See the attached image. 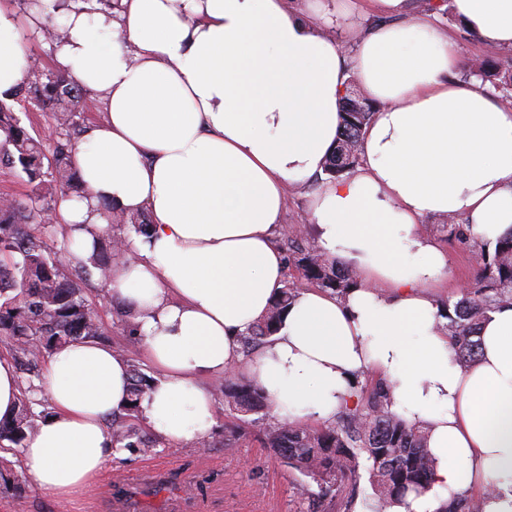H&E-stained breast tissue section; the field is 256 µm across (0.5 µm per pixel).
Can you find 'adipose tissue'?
Listing matches in <instances>:
<instances>
[{
    "label": "adipose tissue",
    "mask_w": 512,
    "mask_h": 512,
    "mask_svg": "<svg viewBox=\"0 0 512 512\" xmlns=\"http://www.w3.org/2000/svg\"><path fill=\"white\" fill-rule=\"evenodd\" d=\"M27 23L0 8V94L25 80L28 49L49 19L69 30L55 60L105 112L72 152L86 196L57 212L74 257L109 230L103 205L145 214L121 234L133 262L106 282L135 316L136 338L161 372L141 412L167 441L202 442L215 424L203 378L235 371L261 387L274 415L329 425L358 401L364 375L390 409L421 427L434 459L430 491L399 512H439L479 493L483 512H512V301L489 312L475 361L460 363L433 290L448 254L424 220L461 217L465 233L512 234V106L453 79L463 48L439 11L366 0L394 17L343 52L357 0H47ZM484 44L512 48V0H452ZM378 107L361 162L326 174L348 80ZM314 182L306 223L328 261L355 284L339 296L300 286L276 333L252 358L240 338L285 279L274 236L288 188ZM129 364L81 339L53 351L42 394L54 412L22 450L41 491L71 502L122 456L107 422L128 400Z\"/></svg>",
    "instance_id": "1"
}]
</instances>
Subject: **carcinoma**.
<instances>
[{"mask_svg":"<svg viewBox=\"0 0 512 512\" xmlns=\"http://www.w3.org/2000/svg\"><path fill=\"white\" fill-rule=\"evenodd\" d=\"M464 77L479 80L500 99L512 95V59H502L499 48L470 64ZM84 94L69 76L36 67L21 85L4 94L6 100L22 99L53 114L60 140L48 163L41 142L28 133L13 108L0 101V145L7 147L0 163L20 169L32 185L25 201L0 200V342L31 373L36 369V356L48 355L74 340H97L105 335L102 323L87 307L78 279L90 274V265L101 277H108L112 255L96 251L87 263L78 260L71 267L56 264L44 242L25 228L42 222L43 213L53 211L58 198L70 192L78 197L84 194L82 180L71 162L73 141L81 132L76 116ZM341 112L342 130L326 164V172L336 178L351 173L359 164L364 130L376 106L351 84ZM111 220L138 232L147 226L144 214L119 213ZM283 250L300 277L319 288L342 295L355 283L349 268L325 260L318 251L307 250L291 238L284 242ZM479 259L481 272L475 290L463 291L443 310L462 363L475 359L478 333L488 312L512 299V237L484 243ZM295 293L296 287L290 284L278 290L268 314L242 336L244 352L273 335ZM155 382L142 365L130 364L129 402L123 413L111 420L112 438L120 447L154 448L153 440L140 432L136 420L141 400ZM217 389L233 411L259 414L268 408L265 393L236 374L225 378ZM390 405L387 385L370 378L361 388L356 407L337 416L335 423L316 427L279 423L262 430L258 440L307 479L302 487L309 499L307 512H319L323 506L329 512H354L364 493V482L377 499V512H388L408 493L430 490L433 475L425 431L408 425L391 412ZM36 429L32 407L23 403L11 418L0 420V441L20 447ZM440 512H482V501L454 494Z\"/></svg>","mask_w":512,"mask_h":512,"instance_id":"cac0c4a2","label":"carcinoma"}]
</instances>
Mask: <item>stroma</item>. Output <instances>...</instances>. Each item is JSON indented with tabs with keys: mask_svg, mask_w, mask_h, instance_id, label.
Segmentation results:
<instances>
[{
	"mask_svg": "<svg viewBox=\"0 0 512 512\" xmlns=\"http://www.w3.org/2000/svg\"><path fill=\"white\" fill-rule=\"evenodd\" d=\"M445 247L450 261L447 286L439 292L444 301L458 298L480 272L477 248L450 240ZM83 289L107 330L106 345L118 353L130 351L132 359L146 363L142 347L123 328L133 322V313L107 294L99 276L88 277ZM215 420L205 443L159 440L151 452L131 448L112 458L94 488L76 503L36 489L23 469L20 448L5 444L0 460L13 468L21 488L0 492V512H305L303 476L260 447L254 435L225 447L234 419L224 401L216 403Z\"/></svg>",
	"mask_w": 512,
	"mask_h": 512,
	"instance_id": "1",
	"label": "stroma"
}]
</instances>
